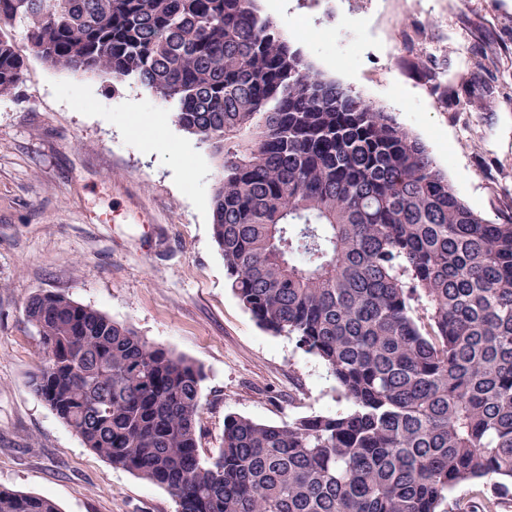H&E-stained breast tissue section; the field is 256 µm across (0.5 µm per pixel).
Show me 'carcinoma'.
Instances as JSON below:
<instances>
[{"label": "carcinoma", "instance_id": "obj_1", "mask_svg": "<svg viewBox=\"0 0 512 512\" xmlns=\"http://www.w3.org/2000/svg\"><path fill=\"white\" fill-rule=\"evenodd\" d=\"M51 68L146 87L218 162L213 238L256 323L318 358L347 407L282 423L228 414L199 453L202 369L57 291L32 295L29 386L177 512H448L512 489V221L456 194L383 109L325 79L257 0H0ZM0 512H59L0 488ZM491 500L494 504L493 512H512V489L509 492L499 491L494 483L487 481L477 485H461L450 495V510L457 507H480L481 503Z\"/></svg>", "mask_w": 512, "mask_h": 512}]
</instances>
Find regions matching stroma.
Masks as SVG:
<instances>
[{"instance_id": "1", "label": "stroma", "mask_w": 512, "mask_h": 512, "mask_svg": "<svg viewBox=\"0 0 512 512\" xmlns=\"http://www.w3.org/2000/svg\"><path fill=\"white\" fill-rule=\"evenodd\" d=\"M275 22L326 78L388 112L427 149L458 196L494 223L512 219V0H283ZM23 75L0 96V487L45 495L60 512H176L168 492L112 467L28 387L39 335L25 304L38 292L132 326L205 373L201 458L229 414L281 423L339 408L336 383L294 340L263 330L229 288L212 232L217 163L174 123L187 150L183 186L163 155L123 128L130 104L167 107L148 89L112 90L55 70L11 31ZM83 89L77 109L57 88ZM512 491L462 485L451 505Z\"/></svg>"}]
</instances>
